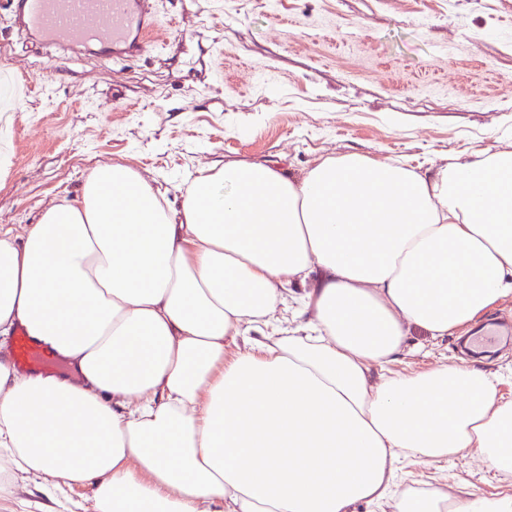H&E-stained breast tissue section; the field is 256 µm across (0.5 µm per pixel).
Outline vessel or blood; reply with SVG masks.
Here are the masks:
<instances>
[{
	"label": "vessel or blood",
	"mask_w": 512,
	"mask_h": 512,
	"mask_svg": "<svg viewBox=\"0 0 512 512\" xmlns=\"http://www.w3.org/2000/svg\"><path fill=\"white\" fill-rule=\"evenodd\" d=\"M25 28L45 35L47 41L98 42L111 48V57L124 61L150 49L159 31L172 21L161 20L150 0H21ZM512 341V322L495 318L472 336L473 346L491 348ZM14 363L24 372L51 374L55 360L25 332H17Z\"/></svg>",
	"instance_id": "1"
}]
</instances>
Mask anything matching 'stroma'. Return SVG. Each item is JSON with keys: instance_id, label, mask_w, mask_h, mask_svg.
Listing matches in <instances>:
<instances>
[{"instance_id": "35a3bbf8", "label": "stroma", "mask_w": 512, "mask_h": 512, "mask_svg": "<svg viewBox=\"0 0 512 512\" xmlns=\"http://www.w3.org/2000/svg\"><path fill=\"white\" fill-rule=\"evenodd\" d=\"M177 31L148 55L42 47L0 0V227L21 231L121 163L172 207L199 169L270 162L295 177L359 153L420 172L512 151V0H155ZM34 90L19 94L18 83ZM125 101L113 103V87ZM457 339L412 333L389 369L461 363ZM402 490L512 496L474 452L401 457Z\"/></svg>"}]
</instances>
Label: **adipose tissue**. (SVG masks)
Masks as SVG:
<instances>
[{"label":"adipose tissue","instance_id":"adipose-tissue-1","mask_svg":"<svg viewBox=\"0 0 512 512\" xmlns=\"http://www.w3.org/2000/svg\"><path fill=\"white\" fill-rule=\"evenodd\" d=\"M300 333H281L289 287ZM512 296V151L434 174L351 153L302 177L200 170L180 208L122 164L22 234L0 230V472L95 485L94 512H512V497L395 487L408 452L512 471V402L473 366L372 375L412 331ZM14 336L15 345L12 354ZM5 349L10 354L12 360L14 357L13 361L17 368L23 372L36 371L53 374L55 371L56 363L54 358L45 353L41 347L34 344L22 329L16 331L13 336L8 337Z\"/></svg>","mask_w":512,"mask_h":512}]
</instances>
